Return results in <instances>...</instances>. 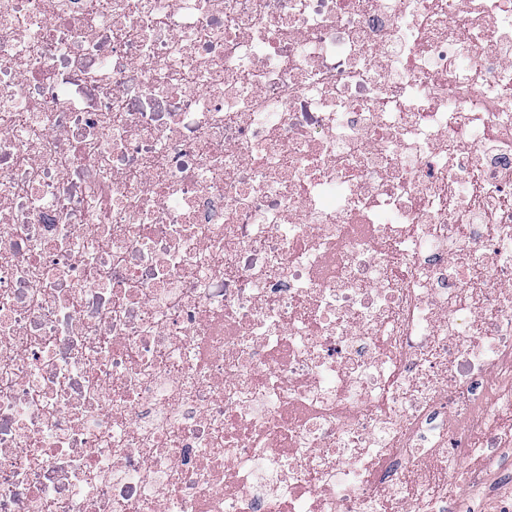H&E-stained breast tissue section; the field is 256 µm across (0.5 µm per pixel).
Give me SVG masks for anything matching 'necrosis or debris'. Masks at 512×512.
<instances>
[{
    "label": "necrosis or debris",
    "mask_w": 512,
    "mask_h": 512,
    "mask_svg": "<svg viewBox=\"0 0 512 512\" xmlns=\"http://www.w3.org/2000/svg\"><path fill=\"white\" fill-rule=\"evenodd\" d=\"M512 0H0V512L512 493Z\"/></svg>",
    "instance_id": "4bbe7bcc"
}]
</instances>
